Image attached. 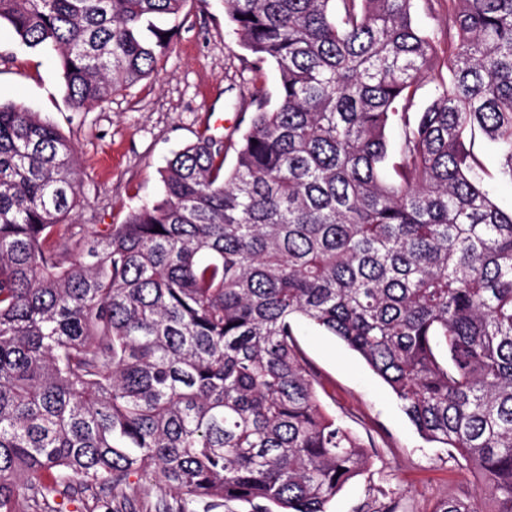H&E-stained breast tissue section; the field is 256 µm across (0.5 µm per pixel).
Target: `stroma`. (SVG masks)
Masks as SVG:
<instances>
[{
	"label": "stroma",
	"instance_id": "obj_1",
	"mask_svg": "<svg viewBox=\"0 0 512 512\" xmlns=\"http://www.w3.org/2000/svg\"><path fill=\"white\" fill-rule=\"evenodd\" d=\"M157 24L175 32L155 72L81 112L66 96L56 53L20 45L0 27V101L57 122L76 148L82 192L68 223L91 231L122 223L131 208L160 195V172L174 151L204 133L239 140L254 89L276 95L275 68L258 84L243 80L247 54L224 24V0H185L177 21L162 17ZM475 152L498 205L512 210V182L499 175L497 145L481 138ZM296 338L320 374L321 403L370 454L367 471L344 485L328 512H378L390 503L396 512H433L448 497H478V481L461 457L426 443L358 354L302 320Z\"/></svg>",
	"mask_w": 512,
	"mask_h": 512
}]
</instances>
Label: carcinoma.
<instances>
[{
    "label": "carcinoma",
    "instance_id": "1",
    "mask_svg": "<svg viewBox=\"0 0 512 512\" xmlns=\"http://www.w3.org/2000/svg\"><path fill=\"white\" fill-rule=\"evenodd\" d=\"M184 0H0L58 54L77 108L149 76L153 19ZM248 69L279 74L226 168L211 135L167 160L162 196L91 233L57 124L0 103V512H62L131 476L214 510L326 512L368 456L323 410L301 318L358 353L419 435L512 512V0H224ZM431 101L415 112L426 73ZM395 132L392 168L387 134ZM162 231H155L156 227ZM475 152L486 169L485 183L492 191L498 205L505 211L512 210V184L499 175L502 158L497 145L485 138H480L476 141Z\"/></svg>",
    "mask_w": 512,
    "mask_h": 512
}]
</instances>
